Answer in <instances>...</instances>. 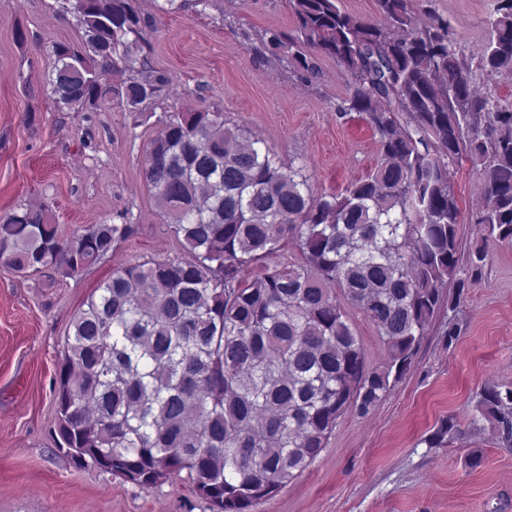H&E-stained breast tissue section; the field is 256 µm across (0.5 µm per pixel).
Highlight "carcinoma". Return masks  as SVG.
Masks as SVG:
<instances>
[{"instance_id": "cac0c4a2", "label": "carcinoma", "mask_w": 512, "mask_h": 512, "mask_svg": "<svg viewBox=\"0 0 512 512\" xmlns=\"http://www.w3.org/2000/svg\"><path fill=\"white\" fill-rule=\"evenodd\" d=\"M295 33L265 32L305 78L316 57L352 78L336 105L364 116L380 162L343 194H317L300 168L224 124V113L166 112L144 180L190 259L119 267L74 315L54 399L55 444L78 466L148 490L186 473L212 512H250L308 469L338 419L367 415L412 366L434 317L462 324L457 300L479 280L486 241H512V109L473 84L448 19L419 21L408 0H375L385 23L340 0H289ZM82 46L54 48L55 107L114 100L139 112L171 84L145 48L153 20L129 0H62ZM477 69L512 71V0H499ZM479 168L483 244L460 253L448 167ZM131 230L92 224L64 239L52 210L0 218V263L70 278ZM294 243L301 259L272 258ZM360 307L386 348L371 369L336 292ZM512 439V387L486 386L473 421Z\"/></svg>"}]
</instances>
